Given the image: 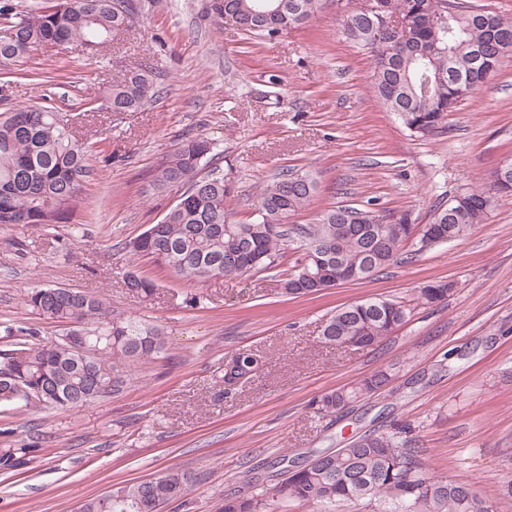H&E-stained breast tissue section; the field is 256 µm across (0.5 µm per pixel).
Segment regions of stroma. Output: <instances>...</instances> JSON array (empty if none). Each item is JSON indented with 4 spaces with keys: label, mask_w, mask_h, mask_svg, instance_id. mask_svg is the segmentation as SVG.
Masks as SVG:
<instances>
[{
    "label": "stroma",
    "mask_w": 512,
    "mask_h": 512,
    "mask_svg": "<svg viewBox=\"0 0 512 512\" xmlns=\"http://www.w3.org/2000/svg\"><path fill=\"white\" fill-rule=\"evenodd\" d=\"M207 3L160 0L135 30L93 52L39 47L0 101V111L38 104L28 71L59 75L55 104L95 170L68 219L0 225V321L62 334L23 302L32 289L58 285L160 325L168 339L120 394L79 409L0 407V448H33L27 465L0 470V512H78L170 468L195 481L189 510L164 512H215L224 495L251 494L256 481L373 431L400 432L430 475L468 482L491 512H512V198L460 239L423 249L408 242V259L299 298L271 291L270 270L196 285L123 249L174 203L175 194L146 190L186 134L213 141L212 163L235 188L233 220L249 219L265 181L288 169L318 176L296 223L366 202L428 223L434 205L512 157V53L447 114L444 131L417 137L375 97L370 52L339 32L362 0H322L308 23L272 39L217 23ZM144 63L160 75L156 100L137 112L86 105L94 77ZM131 270L156 283L150 304L128 294ZM433 281L452 283L447 300L418 302ZM378 296L413 307L393 335L366 348L323 343L336 309ZM247 355L255 371L225 386V364ZM380 369L391 374L384 388L334 415L316 412L324 393Z\"/></svg>",
    "instance_id": "stroma-1"
}]
</instances>
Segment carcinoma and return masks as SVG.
I'll use <instances>...</instances> for the list:
<instances>
[{
  "label": "carcinoma",
  "instance_id": "1",
  "mask_svg": "<svg viewBox=\"0 0 512 512\" xmlns=\"http://www.w3.org/2000/svg\"><path fill=\"white\" fill-rule=\"evenodd\" d=\"M146 0H47L28 11L14 0H0V71L30 57L43 44L62 49L79 42L89 49L106 45L145 17ZM378 11L367 10V5ZM321 0H209L216 21L230 16L246 33L274 38L306 23ZM411 17L399 35L402 47L388 52L376 44L379 16ZM346 39L372 53V90L385 108L398 115L417 136L442 128L445 116L493 78L505 53L512 52V18L462 0H366L343 19ZM43 104L0 112V224H53L63 219L93 169L83 140L69 129V118L51 104L55 83L36 73ZM159 89L148 66L112 78L102 97L105 110L137 112L156 99ZM213 151L205 137H190L168 154L152 176L156 194L183 189L160 222L124 243L133 257L148 256L188 282L237 278L280 265L283 251L296 252L294 262L278 273L275 287L283 295L309 296L324 291L305 273H317L312 255L322 250L338 258L340 267L364 280L383 270L410 240L409 214L386 215L366 205H337L320 211L310 224L284 221L306 210L315 190L308 172L283 171L263 189L260 205L246 222L231 220L228 201L232 186L214 168L202 173ZM512 196V177L494 171L490 182L464 190L448 203L435 205L431 221L419 236L425 247L459 239L482 224L503 197ZM124 285L148 303L155 283L129 272ZM449 282L419 289L426 304L448 298ZM25 305L41 318L68 325L66 334L42 337L37 327L22 323L3 326L0 337V406L77 409L126 387L141 365L165 353L163 329L109 309L96 296L48 286L25 295ZM404 301L374 297L343 306L324 325L323 338L340 346L351 341L371 346L390 335L411 315ZM254 359L236 357L224 366V382L252 372ZM388 380L379 370L355 387L337 388L316 401L324 417ZM32 448H0V468L28 462ZM191 477L176 468L161 477L122 485L85 501L80 512H162L172 503L186 504ZM379 501L384 512H489L486 501L464 482L427 474L415 450L392 431L363 435L350 448L320 452L307 465L285 469L260 484L250 496L226 495L216 512H283L299 502L333 512L343 502Z\"/></svg>",
  "mask_w": 512,
  "mask_h": 512
}]
</instances>
